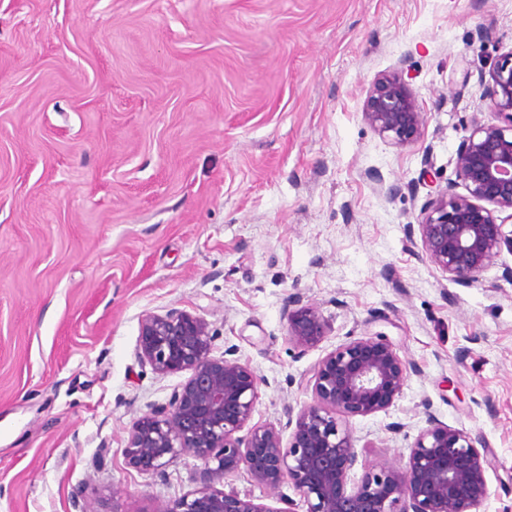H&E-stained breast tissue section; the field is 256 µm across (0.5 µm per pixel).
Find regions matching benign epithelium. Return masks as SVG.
<instances>
[{
	"label": "benign epithelium",
	"mask_w": 512,
	"mask_h": 512,
	"mask_svg": "<svg viewBox=\"0 0 512 512\" xmlns=\"http://www.w3.org/2000/svg\"><path fill=\"white\" fill-rule=\"evenodd\" d=\"M488 94L501 123L477 122L456 153V177L467 190L440 189L418 231L426 258L450 280L468 286L502 249L512 252V229L499 213L512 210V51L489 66ZM364 117L393 144L414 142L426 113L403 73L379 79ZM287 336L302 350L327 334L320 310L288 299ZM213 334L202 317L185 311L149 313L141 320L137 357L160 374L190 376L168 404L133 425L126 450L131 467L157 471L181 453L201 462L200 487L156 512H273L234 491L214 488L245 466L259 482L288 480L306 512H477L487 495L486 459L465 432L428 418L403 472L382 467L357 482V452L342 416L388 409L402 392L407 367L384 335L354 339L327 353L313 377L288 443L273 427L249 426L258 379L247 363L211 355ZM247 429L243 437L235 433Z\"/></svg>",
	"instance_id": "7a95c632"
}]
</instances>
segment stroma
I'll return each instance as SVG.
<instances>
[{
    "instance_id": "obj_1",
    "label": "stroma",
    "mask_w": 512,
    "mask_h": 512,
    "mask_svg": "<svg viewBox=\"0 0 512 512\" xmlns=\"http://www.w3.org/2000/svg\"><path fill=\"white\" fill-rule=\"evenodd\" d=\"M512 51V0H0V512H156L199 460L127 462L133 423L186 373L136 355L148 313L204 317L214 356L258 378L251 422L287 429L319 361L387 335L407 364L384 411L345 425L360 479L404 471L428 418L478 440L512 512V252L470 285L425 257L437 187L496 122L485 75ZM405 71L426 123L397 146L364 118ZM328 324L300 351L289 297ZM102 466H95V459ZM273 512L290 482L226 476Z\"/></svg>"
}]
</instances>
